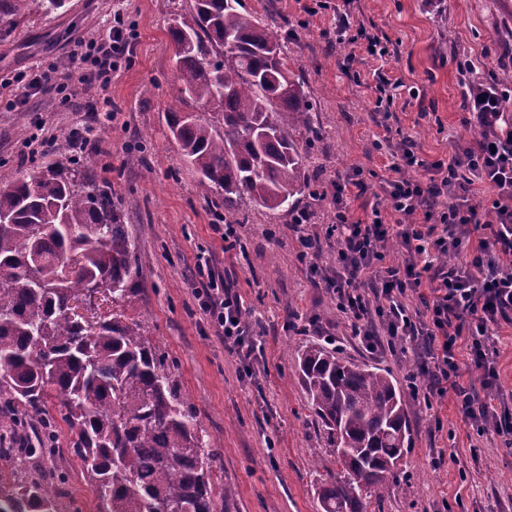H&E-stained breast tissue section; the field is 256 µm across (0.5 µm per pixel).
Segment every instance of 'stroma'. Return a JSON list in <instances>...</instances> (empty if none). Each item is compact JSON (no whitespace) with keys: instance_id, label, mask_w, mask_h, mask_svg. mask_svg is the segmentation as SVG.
Instances as JSON below:
<instances>
[{"instance_id":"obj_1","label":"stroma","mask_w":512,"mask_h":512,"mask_svg":"<svg viewBox=\"0 0 512 512\" xmlns=\"http://www.w3.org/2000/svg\"><path fill=\"white\" fill-rule=\"evenodd\" d=\"M192 0H66L47 13L31 9L0 35V79H29L39 68L70 64L80 40L122 22L129 53L112 74L115 118L98 128L80 156L118 201L141 267L142 295L126 310L144 316L146 334L195 406L201 428L220 440L213 475L231 489L228 512H321L318 482L336 474V455L308 407L297 350L312 337L331 339L343 356L389 372L405 391L409 449L379 512H512V447L466 422L452 395L423 397L407 389L410 366L390 352H366L337 310L323 273L336 266L329 201L301 196L309 215L296 225L288 211L245 202L240 248L225 251L218 209L197 190L198 175L172 139L165 114L178 95L171 19H190ZM244 8L288 39V67L304 81L310 124L297 130L303 175L325 186L361 169L352 189L354 218L385 208L399 140L408 138L427 162L449 161L473 145L477 124L467 111L471 80L512 87V0H352L351 29L386 45L376 59L337 41L334 10L316 0H242ZM400 81L392 104L378 105L380 79ZM95 88L74 106L50 96L28 102L0 98V182L72 158L75 132L95 126ZM34 135L54 148L30 154ZM318 234V256L300 239ZM208 258L213 277L237 288L259 349L252 371L225 351L194 294L195 264ZM444 466H435L437 457ZM450 507H443V500ZM93 483L73 462L69 494L56 512H101Z\"/></svg>"}]
</instances>
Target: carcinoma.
<instances>
[{"label": "carcinoma", "instance_id": "1", "mask_svg": "<svg viewBox=\"0 0 512 512\" xmlns=\"http://www.w3.org/2000/svg\"><path fill=\"white\" fill-rule=\"evenodd\" d=\"M47 12L65 0H0V31L33 2ZM193 21L173 19L181 84L168 127L206 196L240 223L249 198L277 212L304 192L303 155L289 131L307 127L303 83L288 69L285 43L241 0H193ZM210 110L202 117L189 109ZM0 485L13 490L0 512H55L68 470L55 458L56 421L77 430L70 456L89 473L105 512L217 510L212 467L221 446L166 370L165 354L124 314L94 322L74 303L102 295L126 309L140 293L135 245L121 209L91 172L54 164L33 183L0 184ZM309 408L336 452L340 472L321 482L322 512H368L388 491L408 445L398 385L373 365L317 340L297 352Z\"/></svg>", "mask_w": 512, "mask_h": 512}]
</instances>
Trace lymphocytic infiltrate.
I'll use <instances>...</instances> for the list:
<instances>
[{
    "label": "lymphocytic infiltrate",
    "mask_w": 512,
    "mask_h": 512,
    "mask_svg": "<svg viewBox=\"0 0 512 512\" xmlns=\"http://www.w3.org/2000/svg\"><path fill=\"white\" fill-rule=\"evenodd\" d=\"M90 67L79 78L52 66L37 71L25 89L0 81V96H45L65 91L71 80L106 92L115 57L127 51L119 28L88 43ZM502 93L474 96L473 116L483 129L477 149L465 148L451 161L427 163L409 140L398 145L393 175L381 184L400 223H389L380 209L370 222L354 220L348 202L358 176L331 182L322 197L336 209V274L326 286L337 309L350 320L353 333L370 351L381 345L411 354V382L425 381L429 394L453 393L460 412L473 427L489 429L512 445V402L498 388L495 336L501 324H512V124L499 127ZM430 169L428 182L411 178ZM493 195L491 209L481 212L469 192L474 180ZM478 236V246L464 251ZM405 248L404 262L387 263L390 240ZM195 294L215 336L225 350L251 363L252 327L239 291L208 278ZM482 369L481 390L460 383L459 353Z\"/></svg>",
    "instance_id": "1"
}]
</instances>
